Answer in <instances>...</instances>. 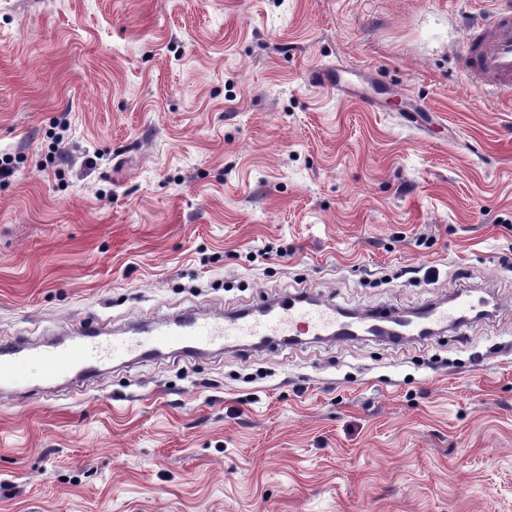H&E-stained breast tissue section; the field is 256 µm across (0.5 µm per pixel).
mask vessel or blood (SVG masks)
<instances>
[{"label": "vessel or blood", "instance_id": "vessel-or-blood-1", "mask_svg": "<svg viewBox=\"0 0 512 512\" xmlns=\"http://www.w3.org/2000/svg\"><path fill=\"white\" fill-rule=\"evenodd\" d=\"M491 10L471 22L465 32L466 54L461 69L475 95L497 92L512 104V0H492ZM312 82L336 89L343 97L357 94L340 70L311 72ZM472 299L458 297L445 309H424L414 322L434 329L447 321H457L474 312ZM387 315L377 312L365 317H346L336 310L307 298H290L268 313L201 317L188 314L171 323L148 327L139 335L107 338L93 327L78 326L66 341L42 350L24 347L0 350V391L11 393L37 380H55L72 373L90 378L104 360L119 361L128 356L149 357L165 349L194 354L214 345L245 344L259 339L293 340L302 335L330 332L349 339L360 327L388 326Z\"/></svg>", "mask_w": 512, "mask_h": 512}]
</instances>
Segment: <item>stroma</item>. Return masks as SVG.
<instances>
[{
	"label": "stroma",
	"instance_id": "1",
	"mask_svg": "<svg viewBox=\"0 0 512 512\" xmlns=\"http://www.w3.org/2000/svg\"><path fill=\"white\" fill-rule=\"evenodd\" d=\"M488 0H0V347L309 293L493 315L0 393V512H512V110ZM346 68L357 100L310 82ZM491 2L466 28L461 69L476 96L495 91L512 105V1Z\"/></svg>",
	"mask_w": 512,
	"mask_h": 512
}]
</instances>
